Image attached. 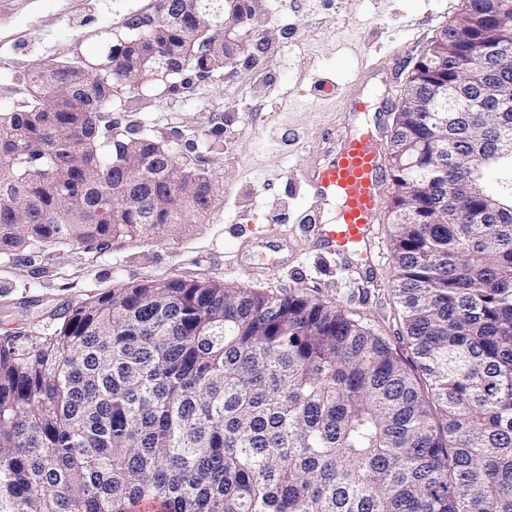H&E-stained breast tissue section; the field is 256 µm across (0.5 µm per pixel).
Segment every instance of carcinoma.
Returning <instances> with one entry per match:
<instances>
[{"mask_svg":"<svg viewBox=\"0 0 512 512\" xmlns=\"http://www.w3.org/2000/svg\"><path fill=\"white\" fill-rule=\"evenodd\" d=\"M179 2L156 0L148 31L101 32L92 58L40 63L31 102L0 112V254L205 218L206 169L103 122L154 69L206 70L192 36L224 2L188 0L175 21ZM465 2L390 137L392 280L429 391L384 337L301 291L117 285L38 336L0 334V512H512V12Z\"/></svg>","mask_w":512,"mask_h":512,"instance_id":"obj_1","label":"carcinoma"}]
</instances>
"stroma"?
Segmentation results:
<instances>
[{"mask_svg": "<svg viewBox=\"0 0 512 512\" xmlns=\"http://www.w3.org/2000/svg\"><path fill=\"white\" fill-rule=\"evenodd\" d=\"M155 0H0V111L27 95V76L45 58L88 57L98 32L132 15H148ZM250 37L237 65L201 78L186 71L177 88L156 83L134 108L113 107L114 132L138 129L184 149L193 132L210 134L215 149L196 155L219 193L207 219L174 238L155 237L99 250L65 247L49 258L0 255V329L39 334L50 312L112 286L170 276L210 277L230 287L280 295L301 290L340 305L387 340L404 363L414 361L392 283L393 216L381 206L375 224L378 261L360 279L308 236L298 219L307 199L299 168L328 147L344 114L341 94L372 85L392 125L408 75L432 37L456 20L463 0H249ZM390 64L401 54L396 84L371 81L367 54ZM273 252L277 263L267 265Z\"/></svg>", "mask_w": 512, "mask_h": 512, "instance_id": "stroma-1", "label": "stroma"}]
</instances>
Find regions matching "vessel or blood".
Instances as JSON below:
<instances>
[{
	"instance_id": "obj_1",
	"label": "vessel or blood",
	"mask_w": 512,
	"mask_h": 512,
	"mask_svg": "<svg viewBox=\"0 0 512 512\" xmlns=\"http://www.w3.org/2000/svg\"><path fill=\"white\" fill-rule=\"evenodd\" d=\"M380 132H342L328 148L327 160H313L299 170L313 203L303 224L307 232L348 256V271L370 264L376 213L387 181Z\"/></svg>"
}]
</instances>
